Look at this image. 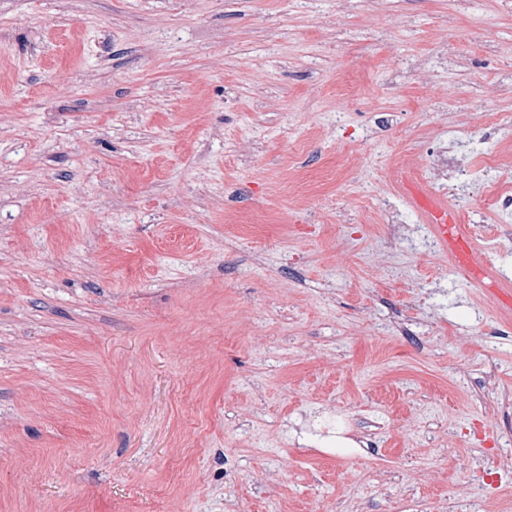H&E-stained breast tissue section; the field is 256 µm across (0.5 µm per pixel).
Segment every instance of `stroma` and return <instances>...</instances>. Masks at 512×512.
<instances>
[{
    "label": "stroma",
    "instance_id": "35a3bbf8",
    "mask_svg": "<svg viewBox=\"0 0 512 512\" xmlns=\"http://www.w3.org/2000/svg\"><path fill=\"white\" fill-rule=\"evenodd\" d=\"M505 112L512 0H0V512H512V308L408 190L512 289ZM410 198L414 206L427 216L439 241L446 248L448 242L453 245L458 264L468 271L469 279L483 282L487 277L486 269L474 258L455 214L446 206L437 204L432 196L418 188L410 190Z\"/></svg>",
    "mask_w": 512,
    "mask_h": 512
}]
</instances>
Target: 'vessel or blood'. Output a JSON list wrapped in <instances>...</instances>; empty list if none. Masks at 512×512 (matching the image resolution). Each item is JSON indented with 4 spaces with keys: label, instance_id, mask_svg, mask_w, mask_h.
I'll list each match as a JSON object with an SVG mask.
<instances>
[{
    "label": "vessel or blood",
    "instance_id": "b4317fda",
    "mask_svg": "<svg viewBox=\"0 0 512 512\" xmlns=\"http://www.w3.org/2000/svg\"><path fill=\"white\" fill-rule=\"evenodd\" d=\"M410 198L432 225V230L441 243L452 244L460 266L465 268L471 280L484 281L485 268L474 258L469 243L455 214L447 207L436 203L434 198L420 189H412Z\"/></svg>",
    "mask_w": 512,
    "mask_h": 512
}]
</instances>
